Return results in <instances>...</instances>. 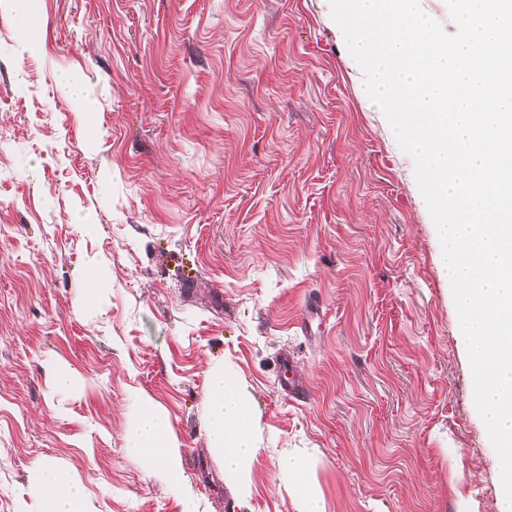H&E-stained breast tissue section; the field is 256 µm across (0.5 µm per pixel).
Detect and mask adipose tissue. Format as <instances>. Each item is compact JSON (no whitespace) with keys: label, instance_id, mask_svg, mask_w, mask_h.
<instances>
[{"label":"adipose tissue","instance_id":"1","mask_svg":"<svg viewBox=\"0 0 512 512\" xmlns=\"http://www.w3.org/2000/svg\"><path fill=\"white\" fill-rule=\"evenodd\" d=\"M133 403V419L127 432L130 450L159 470L165 489L183 503L184 512H198L169 418L144 394H134ZM205 406L207 444L223 463L224 482L240 500H248L251 472L259 454L260 419L252 395L231 367L217 364L208 374ZM278 470L288 485L295 512H326L322 493L309 475L305 457L285 455ZM31 485L36 512H95L83 487L51 462H42L35 469Z\"/></svg>","mask_w":512,"mask_h":512}]
</instances>
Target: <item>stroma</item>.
<instances>
[{"instance_id":"35a3bbf8","label":"stroma","mask_w":512,"mask_h":512,"mask_svg":"<svg viewBox=\"0 0 512 512\" xmlns=\"http://www.w3.org/2000/svg\"><path fill=\"white\" fill-rule=\"evenodd\" d=\"M36 25L31 53L0 0V512L31 507L45 460L96 512H182L126 446L137 392L199 512H294V449L327 512H498L441 241L329 0H42ZM219 363L260 419L244 504L207 446ZM60 81L66 84L71 95L88 104V124L95 125V114L92 112L91 105L93 102V90L85 83L82 75L77 71L64 72L60 75ZM84 276L89 285V288H85L83 294L84 305L100 312L104 305V289L98 288L99 270L97 266L93 263L89 264L85 268Z\"/></svg>"}]
</instances>
